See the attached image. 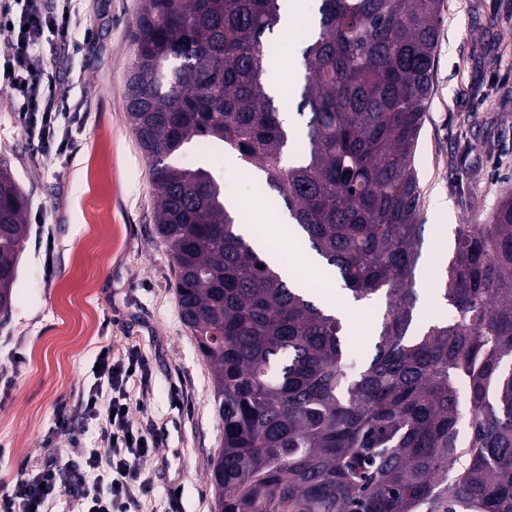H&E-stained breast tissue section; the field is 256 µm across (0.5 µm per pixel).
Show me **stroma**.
I'll return each mask as SVG.
<instances>
[{"label":"stroma","mask_w":512,"mask_h":512,"mask_svg":"<svg viewBox=\"0 0 512 512\" xmlns=\"http://www.w3.org/2000/svg\"><path fill=\"white\" fill-rule=\"evenodd\" d=\"M77 7L94 39L75 49L43 48L45 57H67L61 86L72 109L57 134L76 141L71 157L50 161L35 152L15 98L0 85V166L28 199L12 306L0 312V376L12 381L0 390V494L22 473L60 464L74 446L101 447L98 421H79L70 435L51 430L59 402L93 386L94 360L108 346L116 356L134 349L145 358L146 384L130 388V417L161 430L144 465L153 491L133 493L129 512H214L208 473L224 429L211 367L181 319L173 261L154 224L158 186L126 112L139 0H78ZM310 31V21L300 22L280 55L279 111L297 108L286 89ZM431 76L415 159L427 251L452 249L455 233L442 229L448 219L488 223L512 194V0H444ZM177 161L207 167L246 219L263 212L274 226L269 250L293 258L317 304L338 303L344 284L323 269L307 271L309 254L287 235L285 210L263 188L258 168L194 145ZM443 201L449 213L439 211ZM417 273L419 320L447 318L438 291L445 268L422 260ZM376 312L353 303L343 313L353 356L368 355ZM17 353L23 361L16 367ZM172 487L180 491L173 504L166 499Z\"/></svg>","instance_id":"stroma-1"}]
</instances>
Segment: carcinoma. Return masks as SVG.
Returning <instances> with one entry per match:
<instances>
[{
    "label": "carcinoma",
    "instance_id": "obj_1",
    "mask_svg": "<svg viewBox=\"0 0 512 512\" xmlns=\"http://www.w3.org/2000/svg\"><path fill=\"white\" fill-rule=\"evenodd\" d=\"M313 2L291 164L269 94L282 0H141L134 18L127 113L160 187L181 317L212 363L216 512H512V194L491 223L455 230L452 319L415 323L414 154L444 0ZM194 141L258 166L353 299L385 295L357 374L342 321L258 252L210 171L170 163ZM25 211L0 168L6 310Z\"/></svg>",
    "mask_w": 512,
    "mask_h": 512
}]
</instances>
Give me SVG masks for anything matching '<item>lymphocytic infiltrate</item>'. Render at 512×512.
<instances>
[{"instance_id":"obj_1","label":"lymphocytic infiltrate","mask_w":512,"mask_h":512,"mask_svg":"<svg viewBox=\"0 0 512 512\" xmlns=\"http://www.w3.org/2000/svg\"><path fill=\"white\" fill-rule=\"evenodd\" d=\"M78 25L74 0H56L51 8L44 0H17L16 6L0 7V28H11L14 34L12 52L0 63L5 69L0 79L17 97L19 119L37 152L47 158L66 155L74 144L56 136L58 121L69 109L59 88L67 59L59 56L46 62L43 44L52 40L67 47L75 45ZM100 363L96 375L106 381V389L93 387L78 393L72 403L61 404L53 430L68 432L77 420L105 418V450L88 448L67 456L61 468L24 474L10 492L0 495V512H45L50 503L69 496L79 497L80 512H126L131 488L152 493L151 482L142 477V464L157 440L129 418V384L137 379L145 361L133 352L117 360L107 355ZM104 459L109 471L107 488L102 491L91 487L89 479Z\"/></svg>"}]
</instances>
